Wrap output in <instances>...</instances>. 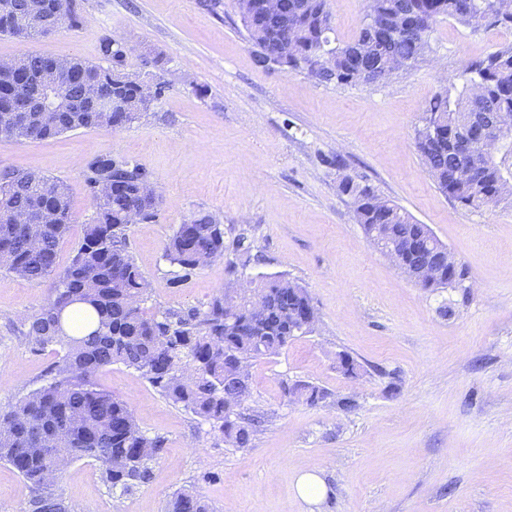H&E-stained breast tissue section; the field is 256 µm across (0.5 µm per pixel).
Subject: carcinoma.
Wrapping results in <instances>:
<instances>
[{"instance_id":"carcinoma-1","label":"carcinoma","mask_w":512,"mask_h":512,"mask_svg":"<svg viewBox=\"0 0 512 512\" xmlns=\"http://www.w3.org/2000/svg\"><path fill=\"white\" fill-rule=\"evenodd\" d=\"M58 25H79L77 0H48ZM418 10L436 22L448 16L473 29L512 26V13L496 10V0H372V16L403 19L408 10ZM242 22L256 48L258 65L300 63L328 45L332 18L327 0H288V22L293 35V54L275 51L249 19ZM419 28L400 23L381 43L370 27L362 25L356 37L336 48V65L316 77L326 83L348 84V57L355 50L367 61L383 68L386 58L413 57L419 48ZM101 53L110 66L80 61L84 80L100 93L119 97L136 110L139 90L126 82L121 69L126 51L109 38ZM49 57L27 53L16 62L38 73ZM470 81L499 112H512V44H504L486 58L471 63ZM470 92L455 98L448 92L435 94L426 111L433 116L442 137V147L423 155L427 169L439 175L438 188L457 203L471 208L496 204L512 196V183L492 160L485 164L478 181L453 176L455 154L448 148V135L459 113L469 111ZM55 126H43L37 112L26 125L12 123L0 112V136L17 142L54 138L85 128H123L110 113L72 112L51 115ZM145 167L110 154L87 164L86 183L95 200L96 218L84 225L82 241L63 269L58 270V247L75 216L65 182L35 172L7 169L0 173V268L29 281L41 282L56 275L52 297L40 313L26 320L21 335L34 348L59 346L63 355L49 370L47 384L10 404L0 414V462L11 466L27 483L30 498L25 512H68L57 489L63 472L60 457L90 459L99 464L101 480L112 492L131 493L149 476V462L162 451L165 438L140 431L129 403L100 388L96 375L115 363L142 376L161 394L193 414L212 423L233 448H246L259 431L261 416L246 415L244 402L250 394L252 362L279 354L296 338L290 324L297 310L313 307L300 285L278 278L259 284L260 308L244 306L235 312L224 309V295L215 296L207 310L151 313L144 304L149 288L146 278L126 249L128 216L135 211L142 222H151L160 201L147 197L141 188ZM342 191L359 203L360 224L377 245L420 237L421 244L442 248L429 227L417 224L400 207L375 194L368 185L345 179ZM44 207L37 224H17L15 216ZM224 255V225L208 212H200L182 224L164 246L166 260L184 276L203 266L201 259ZM85 306L81 325L69 334L63 327L67 308ZM288 392L310 405L329 394L305 382H295ZM164 512H211L200 495L178 491L167 501Z\"/></svg>"}]
</instances>
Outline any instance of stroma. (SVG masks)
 Segmentation results:
<instances>
[{
    "mask_svg": "<svg viewBox=\"0 0 512 512\" xmlns=\"http://www.w3.org/2000/svg\"><path fill=\"white\" fill-rule=\"evenodd\" d=\"M78 4L79 28L0 36V59L34 52L99 64L110 38L129 49L124 72L160 80L164 92L123 128L23 143L0 137V168L69 187L76 221L59 244L60 266L94 216L86 166L110 153L147 168L162 195L155 221L126 235L150 311H203L242 278H285L307 290L318 322L252 364L246 406L265 423L247 448L229 447L138 371L103 369L101 387L129 401L141 431L167 443L127 496L106 488L94 462L69 464L59 482L69 512H163L183 489L214 512H512V198L461 206L437 188L416 144L432 96L458 94L467 66L512 42V29L443 17L413 66L380 82L336 84L257 65L236 0ZM328 7L332 46L353 40L368 0ZM347 178L428 225L464 270L462 284L427 289L401 274L358 224L340 190ZM201 211L223 224L224 257L183 278L163 247ZM49 288L0 269V407L46 384L60 358L17 331L46 306ZM342 353L359 364L357 377L339 370ZM297 381L329 399L297 400L287 392ZM343 396L351 410L336 406ZM305 473L325 484L318 502L296 492Z\"/></svg>",
    "mask_w": 512,
    "mask_h": 512,
    "instance_id": "obj_1",
    "label": "stroma"
}]
</instances>
